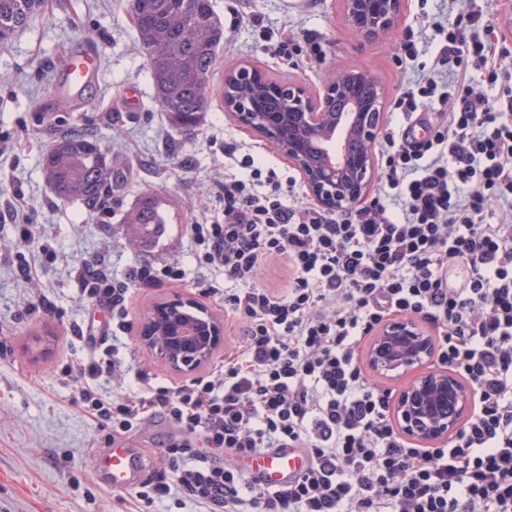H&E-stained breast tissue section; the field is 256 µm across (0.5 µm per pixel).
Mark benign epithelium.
Segmentation results:
<instances>
[{
    "label": "benign epithelium",
    "mask_w": 512,
    "mask_h": 512,
    "mask_svg": "<svg viewBox=\"0 0 512 512\" xmlns=\"http://www.w3.org/2000/svg\"><path fill=\"white\" fill-rule=\"evenodd\" d=\"M351 30L373 38L394 29L407 0H342ZM284 99L282 112H262L253 101L255 85ZM387 92L370 73L341 70L313 97L297 83L279 84L263 71L242 65L224 72V111L239 126L258 134L288 158L309 195L324 210L341 212L365 199L376 179L371 145L381 130ZM142 343L176 370H194L224 340L223 323L200 303L183 297L146 312ZM435 341L405 318L383 324L363 360L378 377L405 382L392 407L400 431L423 446L451 437L471 412L473 391L454 372L431 367Z\"/></svg>",
    "instance_id": "7a95c632"
}]
</instances>
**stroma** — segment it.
I'll use <instances>...</instances> for the list:
<instances>
[{"label":"stroma","instance_id":"35a3bbf8","mask_svg":"<svg viewBox=\"0 0 512 512\" xmlns=\"http://www.w3.org/2000/svg\"><path fill=\"white\" fill-rule=\"evenodd\" d=\"M226 40L211 77L212 99L192 136L176 129L154 96L146 60L138 48L131 0H45L43 12L0 49V139L14 141L0 154L5 195L20 194L36 228L22 250L13 245L21 219L0 201V512H133L129 492L108 487L97 471L100 452L115 442L135 448L149 469L164 466L163 449L173 426L155 417L135 433L118 434L100 424L77 401L75 377L90 350L76 328L93 326L104 350L171 385L205 376L220 365L216 349L197 372H177L139 343L143 313L156 302L180 295L205 305L224 320V336H238L240 324L226 318L223 296H208L196 285L197 264L189 227L209 203L220 217L223 206L214 180L236 155L259 154L279 174L295 169L257 134L224 110L226 69L245 63L277 83L297 82L311 94L337 70L353 68L375 76L389 98L417 77L418 64L433 67L438 38L432 17L445 0H409L401 27L370 40L347 27L340 0H213ZM492 25L489 37L502 47V70L512 72V26L506 0H477ZM295 24L299 38L319 42L322 58L270 57L260 44L264 31ZM418 31L420 51L410 62L398 49L405 28ZM96 51L98 77L70 107L58 105L54 72L72 49ZM135 88L139 105L124 96ZM78 128L94 135L112 166L101 201L107 214L79 201L56 197L42 171V157L61 133ZM155 190L165 224L149 238L134 236L128 219L145 190ZM104 257L117 278L143 261L181 263L183 280L131 290L129 329L112 337V313L90 300L79 280L82 262ZM31 268L50 312H25L20 267Z\"/></svg>","mask_w":512,"mask_h":512}]
</instances>
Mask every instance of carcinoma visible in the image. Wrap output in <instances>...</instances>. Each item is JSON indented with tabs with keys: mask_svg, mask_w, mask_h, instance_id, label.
<instances>
[{
	"mask_svg": "<svg viewBox=\"0 0 512 512\" xmlns=\"http://www.w3.org/2000/svg\"><path fill=\"white\" fill-rule=\"evenodd\" d=\"M42 0H0V48L39 15ZM138 47L155 99L171 123L190 135L208 111L224 24L213 0H134ZM45 178L63 201L94 202L111 175L99 141L81 130L58 137L42 160ZM130 223H165L154 193L145 195Z\"/></svg>",
	"mask_w": 512,
	"mask_h": 512,
	"instance_id": "obj_1",
	"label": "carcinoma"
}]
</instances>
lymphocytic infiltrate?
<instances>
[{
    "label": "lymphocytic infiltrate",
    "mask_w": 512,
    "mask_h": 512,
    "mask_svg": "<svg viewBox=\"0 0 512 512\" xmlns=\"http://www.w3.org/2000/svg\"><path fill=\"white\" fill-rule=\"evenodd\" d=\"M451 5L466 27H433L453 78L420 73L395 100L425 135L375 144L380 200L336 215L287 203L277 173L247 154L224 181L223 222L191 225L199 268L238 284L224 308L243 330L217 370L175 388L140 370L137 390L109 400L96 382L121 362L80 368L82 402L113 431L157 416L175 427L167 468L133 491L138 512L177 494L208 512H512V76L474 0ZM273 260L293 276L287 293L260 284ZM182 277L175 263L143 262L124 282L103 262L81 266L121 331L129 289ZM392 316L435 329L437 365L474 390L471 416L440 444L406 438L392 390L362 368L361 346ZM266 448L304 449L310 464L269 486L221 458Z\"/></svg>",
    "instance_id": "f902f5d3"
}]
</instances>
